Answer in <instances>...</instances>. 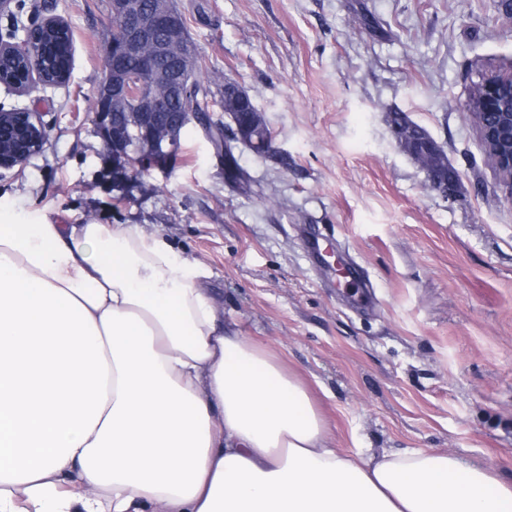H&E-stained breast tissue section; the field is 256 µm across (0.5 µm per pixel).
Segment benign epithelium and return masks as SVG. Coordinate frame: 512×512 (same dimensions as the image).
<instances>
[{
  "label": "benign epithelium",
  "instance_id": "1",
  "mask_svg": "<svg viewBox=\"0 0 512 512\" xmlns=\"http://www.w3.org/2000/svg\"><path fill=\"white\" fill-rule=\"evenodd\" d=\"M112 16L118 23L116 39L110 42L112 49L122 53H135L143 47L152 48L151 60L144 76L133 81L129 76H110L98 91V107L94 113L96 133L101 137L105 155L112 159V186L131 193L139 187L141 179L129 172L128 159L137 154L149 170H165L171 159L181 150V133L196 121L192 112L181 113L180 120L172 123L164 120L169 100L182 92L185 79L163 71L153 72L155 63L161 60L166 44L159 33L175 29L177 17L173 10L163 9L145 12L136 0H112ZM29 57L33 54L27 40L19 42L0 38V55ZM126 100L133 103L140 113L142 125L136 137L118 134L113 129V113L110 103ZM465 108L472 111L479 133L485 160L499 177L512 202V70L494 71L488 74L479 88L472 89ZM10 117L14 133L25 142L33 143L31 152L4 154L0 152V169L23 167L43 147L46 123L41 112H1L0 128ZM440 154L437 145L426 144L423 151L411 150V158L427 174L429 185L443 196L454 192L456 182H443L432 171L429 155Z\"/></svg>",
  "mask_w": 512,
  "mask_h": 512
}]
</instances>
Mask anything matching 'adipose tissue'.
Wrapping results in <instances>:
<instances>
[{
    "label": "adipose tissue",
    "instance_id": "ef3b65f1",
    "mask_svg": "<svg viewBox=\"0 0 512 512\" xmlns=\"http://www.w3.org/2000/svg\"><path fill=\"white\" fill-rule=\"evenodd\" d=\"M205 274L134 224L0 209V512H512L487 465L334 447Z\"/></svg>",
    "mask_w": 512,
    "mask_h": 512
}]
</instances>
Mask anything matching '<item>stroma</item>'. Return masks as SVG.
I'll return each mask as SVG.
<instances>
[{"label": "stroma", "mask_w": 512, "mask_h": 512, "mask_svg": "<svg viewBox=\"0 0 512 512\" xmlns=\"http://www.w3.org/2000/svg\"><path fill=\"white\" fill-rule=\"evenodd\" d=\"M73 34L69 80L0 109L46 115V144L0 169L16 222L135 224L200 261L228 325L310 386L338 448L445 451L512 475V201L464 105L490 65L512 68L500 0H177L214 95L253 96L287 166L244 147L250 192L224 180L199 125L164 173L118 201L92 114L112 38L111 0L36 4ZM425 129L457 174L431 190L390 115ZM332 246L368 287L346 297L311 241Z\"/></svg>", "instance_id": "obj_1"}]
</instances>
